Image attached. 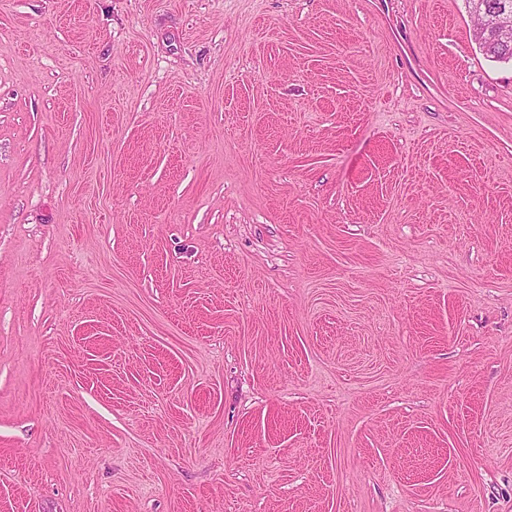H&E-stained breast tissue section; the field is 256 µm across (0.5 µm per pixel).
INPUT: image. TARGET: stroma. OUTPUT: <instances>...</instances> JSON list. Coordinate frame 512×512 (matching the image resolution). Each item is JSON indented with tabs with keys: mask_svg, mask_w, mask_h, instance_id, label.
Returning a JSON list of instances; mask_svg holds the SVG:
<instances>
[{
	"mask_svg": "<svg viewBox=\"0 0 512 512\" xmlns=\"http://www.w3.org/2000/svg\"><path fill=\"white\" fill-rule=\"evenodd\" d=\"M0 512H512L464 0H0Z\"/></svg>",
	"mask_w": 512,
	"mask_h": 512,
	"instance_id": "1",
	"label": "stroma"
}]
</instances>
